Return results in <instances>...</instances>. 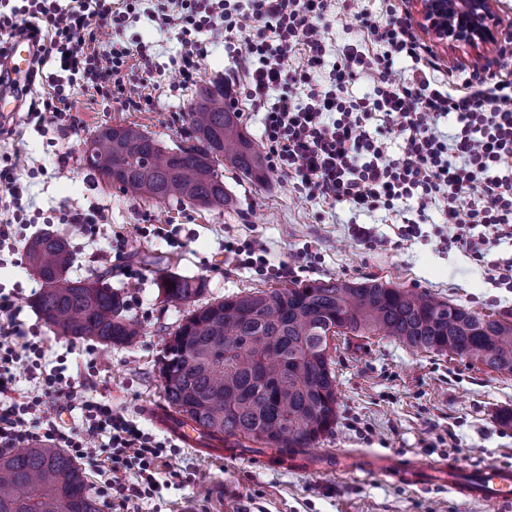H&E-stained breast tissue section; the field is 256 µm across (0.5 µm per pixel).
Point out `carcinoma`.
<instances>
[{"label": "carcinoma", "mask_w": 512, "mask_h": 512, "mask_svg": "<svg viewBox=\"0 0 512 512\" xmlns=\"http://www.w3.org/2000/svg\"><path fill=\"white\" fill-rule=\"evenodd\" d=\"M183 121L189 143L169 148L136 125L105 126L83 160L102 181L148 199L189 201L209 211L232 205L221 166L265 178L260 147L224 101V82L201 88ZM42 282L31 300L58 336L106 348L140 335L118 290L102 275L72 278L70 240L43 232L25 247ZM164 299L190 307L160 358L165 403L205 439L266 448H310L336 424L338 336L382 333L428 352L451 351L490 370L512 372V320L481 315L426 292L377 278L294 282L195 305L203 279L158 272ZM0 512H100L86 476L62 448L34 443L0 452Z\"/></svg>", "instance_id": "cac0c4a2"}]
</instances>
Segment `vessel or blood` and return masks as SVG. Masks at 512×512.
I'll return each mask as SVG.
<instances>
[{
    "label": "vessel or blood",
    "instance_id": "vessel-or-blood-1",
    "mask_svg": "<svg viewBox=\"0 0 512 512\" xmlns=\"http://www.w3.org/2000/svg\"><path fill=\"white\" fill-rule=\"evenodd\" d=\"M34 51L35 43L29 38L17 39L10 46L8 70L12 78H24ZM20 107L21 100L14 86L0 87V122L5 123L13 119ZM146 415L157 427L179 443L196 450L200 449L199 431L192 423L177 419L168 409L157 405L147 407ZM383 470L416 485L444 482L457 494L487 504H505L512 501V468L507 466H486L463 472L456 467L444 465L432 467L423 473L400 460L389 459L386 460Z\"/></svg>",
    "mask_w": 512,
    "mask_h": 512
}]
</instances>
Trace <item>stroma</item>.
<instances>
[{"mask_svg":"<svg viewBox=\"0 0 512 512\" xmlns=\"http://www.w3.org/2000/svg\"><path fill=\"white\" fill-rule=\"evenodd\" d=\"M387 7L388 0H332L324 22V65L315 79L327 83L342 46L360 40L355 12L363 9L382 20ZM194 39L204 56L196 85L185 88L175 66L183 51L177 32H159L144 14L122 29H99L103 48L113 41L130 48L152 45L156 70L146 87L152 106L130 111L117 101L84 94L74 114L75 130L67 136L38 134L22 112L0 125V157H15L16 173L28 182L34 200V222L18 226V238L29 240L45 228L68 235L73 247L70 276L108 274L128 315L144 327L132 345L109 349L55 335L31 305L40 280L23 255L2 251L0 285L15 290L19 318L43 338L48 365L66 357L70 375L91 380L90 397L166 439V432L143 414L144 407L163 401L159 360L169 332L186 313L184 306L165 301L156 286L159 261L165 257L176 273L205 279L206 303L295 280L373 277L479 314L512 315V288L489 281L481 262L460 245L449 244L461 229L446 224L436 209L420 219V236L402 242L396 226L402 218L417 217L411 207L399 214L345 204L332 208L302 198L292 180L273 170L256 180L225 169L224 184L236 206L221 213L186 201L144 200L103 183L83 161L86 141L96 130L135 123L163 145L175 147L185 137L183 116L198 88L215 79L223 80L228 98L236 100L250 137L261 141L262 120L249 114L245 99L247 33L239 34L232 53L211 44L207 33ZM426 44L442 72L487 65L512 77V54L495 50L477 62L468 50L453 51L431 38ZM63 155L68 162L61 167L57 161ZM32 159L45 166V174L29 176ZM76 199L94 203L107 217L95 239L59 221L65 205ZM354 224L373 228L372 241L355 240L350 232ZM253 237L265 245L270 270L240 267L225 253V242ZM128 265L141 272L140 288L127 286L122 269ZM331 356L336 425L316 447L304 451L302 463H294L286 449L278 452L277 463L248 468L244 462L252 457L251 448L228 442L223 458L209 459L177 442L167 459L172 473L168 487L130 512H512V503L491 506L443 486H406L375 467L380 456H401L423 468L443 463L476 468L488 462L512 467V427L499 422L503 414H512V373L449 353L413 350L380 334L337 340Z\"/></svg>","mask_w":512,"mask_h":512,"instance_id":"obj_1","label":"stroma"}]
</instances>
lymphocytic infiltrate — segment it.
Instances as JSON below:
<instances>
[{
	"mask_svg": "<svg viewBox=\"0 0 512 512\" xmlns=\"http://www.w3.org/2000/svg\"><path fill=\"white\" fill-rule=\"evenodd\" d=\"M139 2L0 0V56L16 38L35 41L30 72L40 76L45 90L33 96L27 115L37 133L72 132L74 96L80 92L136 111L150 105L144 92L154 68L150 46H113L103 53L95 47L99 28L137 19ZM329 7V0H158L149 18L159 30H178L186 47L178 71L186 86L194 84L201 57L193 34L208 32L231 51L245 21L255 23L245 98L251 111L263 115L270 166L306 197L332 206L392 211L397 202L411 201L418 216L437 208L448 223L468 221L471 231L458 236L457 244L486 262L496 284L512 288V257L491 256L512 241V81L488 69L453 84L435 78L438 63L393 0L381 24L366 11L356 12L365 40L342 47L328 86H321L311 73L324 64L321 20ZM367 42L383 47L381 59L366 54ZM298 50L306 52V64L288 70L284 61ZM407 58L414 64L413 79L390 80L389 70ZM135 69L142 80H128ZM358 76L371 79L374 89L352 100L345 91ZM448 116L455 122L441 131L439 121ZM379 117L392 122L404 140L398 157L388 156L381 130L371 127ZM14 170L11 164L0 168V248L12 252L18 249L13 225L29 221L27 187ZM44 357L41 340L24 329L18 307L0 292V452L33 441L67 449L101 469L97 492L116 502L119 512L158 493L166 444L87 397L63 369L42 373ZM19 363L35 380L36 394L16 395L13 368ZM55 405L80 410L83 429L61 425L51 411ZM102 436L107 445L99 444Z\"/></svg>",
	"mask_w": 512,
	"mask_h": 512,
	"instance_id": "1",
	"label": "lymphocytic infiltrate"
}]
</instances>
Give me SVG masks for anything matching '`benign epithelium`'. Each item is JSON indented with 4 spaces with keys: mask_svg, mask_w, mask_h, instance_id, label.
<instances>
[{
    "mask_svg": "<svg viewBox=\"0 0 512 512\" xmlns=\"http://www.w3.org/2000/svg\"><path fill=\"white\" fill-rule=\"evenodd\" d=\"M422 31L450 48L476 56L498 43L496 0H414Z\"/></svg>",
    "mask_w": 512,
    "mask_h": 512,
    "instance_id": "obj_1",
    "label": "benign epithelium"
}]
</instances>
